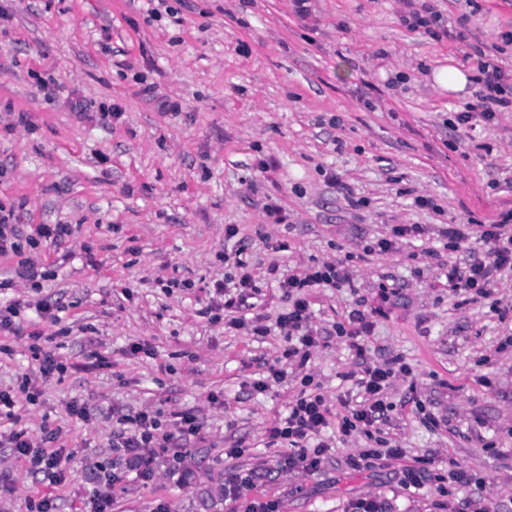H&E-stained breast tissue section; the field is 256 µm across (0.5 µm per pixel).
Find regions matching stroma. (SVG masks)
Segmentation results:
<instances>
[{
    "mask_svg": "<svg viewBox=\"0 0 512 512\" xmlns=\"http://www.w3.org/2000/svg\"><path fill=\"white\" fill-rule=\"evenodd\" d=\"M167 4L157 17L149 0H0V207L24 236L77 227L65 245L28 249L39 288L0 292L22 303L15 331H0V387L39 380L37 347L67 367L20 422L36 444L42 426L59 429L65 480L44 481L0 444V512L44 497L90 512L100 493L112 512H205L201 493L230 466L256 480L221 512H353L363 499L382 512H512V275L488 298L452 296L448 266L466 254L442 234L512 209V112L458 120L480 61L512 85V0H309L305 16L292 0ZM448 66L469 74L464 90L435 82ZM398 224L424 232L376 251ZM231 250L259 287L249 313L270 328L288 306L271 267L341 262L352 274V286L309 289L322 343L262 394L252 384L287 341L219 310L214 283L238 275ZM160 279L181 286L167 295ZM384 288L401 299L374 315L357 355L336 327ZM143 340L152 356L128 354ZM393 357L410 373L388 387L387 419L341 436L351 372ZM304 390L326 400L332 448L316 471H288L267 430ZM74 401L87 419L69 413ZM145 410L165 427L173 412L197 415L181 449L193 484L168 456L142 479L113 451ZM380 439L402 457L353 467ZM409 467L426 470L422 488L403 485ZM457 468L469 483L449 482Z\"/></svg>",
    "mask_w": 512,
    "mask_h": 512,
    "instance_id": "1",
    "label": "stroma"
}]
</instances>
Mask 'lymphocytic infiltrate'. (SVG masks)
Returning <instances> with one entry per match:
<instances>
[{
	"label": "lymphocytic infiltrate",
	"instance_id": "1",
	"mask_svg": "<svg viewBox=\"0 0 512 512\" xmlns=\"http://www.w3.org/2000/svg\"><path fill=\"white\" fill-rule=\"evenodd\" d=\"M480 84L476 112L461 113L460 121H468L472 115L477 114L489 123L496 119L499 112L512 108V99L506 95V76L499 67L484 64ZM511 223L512 210L489 217L485 224L475 229L467 225L447 229L446 235L453 247L467 244L474 236L480 241L479 247L471 249L467 263L449 266L448 286L451 291H463L476 299L490 296L502 272L512 269V232L507 229ZM72 234L73 229L68 224H39L27 239H20L13 211L0 207V255L11 254L18 258L14 278L1 280L0 287L11 288L19 281L37 285L41 276L39 266L24 256V246L33 247L43 240L59 245L68 241ZM350 281L348 268L331 263L280 278V288L292 300L288 311L277 318L281 333L289 340L288 347L282 352L284 359L307 362L312 349L319 344L318 336L308 327L310 302L306 296L307 289L320 284L340 286ZM214 288L216 294L224 299L223 308L230 314L231 326L249 329L258 336L265 335L263 325L242 313L249 298L257 292L253 276L248 270L239 272L235 284L236 295L227 296L226 285L221 281L215 282ZM409 372V367L404 364L365 368L356 380L360 400L351 409L349 416L343 417L341 433L347 436L358 429L367 430L382 419L387 409L385 392L391 379L398 374L408 375ZM39 396L38 387L28 378L23 380L19 389H0V420L5 419L16 425L4 441L14 448L19 459L29 463L32 470L42 474L49 482L59 484L64 480V469L62 451L55 446L57 431L44 430V444L37 447L33 445L28 432L19 426L21 417L17 408L20 401L32 403ZM329 415L325 400L319 394L302 393L289 403L287 415L277 420L268 430L270 444H285L290 449L283 461V469L312 472L320 467L330 448L329 442L320 438L321 432L329 425ZM134 423L133 431L114 436L112 446L129 455L140 475L145 477L151 475L157 455L178 447L180 442L198 435L201 429L197 417L188 411L174 413L171 426L165 431L161 430L159 421L147 412L138 413Z\"/></svg>",
	"mask_w": 512,
	"mask_h": 512
}]
</instances>
